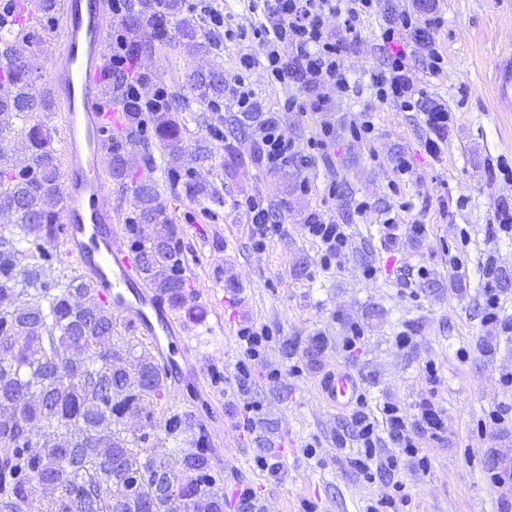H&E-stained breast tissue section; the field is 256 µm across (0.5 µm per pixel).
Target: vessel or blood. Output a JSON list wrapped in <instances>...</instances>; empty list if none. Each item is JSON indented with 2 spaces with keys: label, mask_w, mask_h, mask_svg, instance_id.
<instances>
[{
  "label": "vessel or blood",
  "mask_w": 512,
  "mask_h": 512,
  "mask_svg": "<svg viewBox=\"0 0 512 512\" xmlns=\"http://www.w3.org/2000/svg\"><path fill=\"white\" fill-rule=\"evenodd\" d=\"M64 19L61 48L50 64L49 81L60 99L62 126V236L71 245L85 280L113 314L132 322L149 340L162 363H171L164 341L180 342L187 374L201 377L185 327L157 294L141 288L133 255L111 229L112 206L104 191L113 129L125 124L124 112L102 93L109 50L105 41L109 0H60ZM497 104L512 108V52L498 54L492 70ZM324 401L346 408L358 402L360 381L345 369L323 373Z\"/></svg>",
  "instance_id": "obj_1"
}]
</instances>
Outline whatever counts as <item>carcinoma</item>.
Segmentation results:
<instances>
[{
  "label": "carcinoma",
  "instance_id": "1",
  "mask_svg": "<svg viewBox=\"0 0 512 512\" xmlns=\"http://www.w3.org/2000/svg\"><path fill=\"white\" fill-rule=\"evenodd\" d=\"M12 21L0 22V512H224L216 488V462L192 414L175 413L163 424L165 437L151 440L155 403L170 392L167 374L150 347L100 303L82 276L65 282L44 278V265L61 242L60 163L51 136L33 121L53 101L33 91L25 61L35 29L55 18L56 0H11ZM128 48L141 53L153 42L166 45L168 26L182 45L200 50L217 45L203 21L183 11V0H129L120 19ZM191 95H178L177 109L213 106L224 98V72L212 68L187 77ZM106 92L129 105L123 137L134 139L142 113L126 99L123 79ZM156 137L175 172L183 151L182 128L165 108L153 113ZM131 175L126 148L112 151L109 176L125 187ZM136 217L128 223L139 270L169 305H188L178 257V228L166 216L157 183L134 182ZM47 431L57 450L38 449L30 427ZM193 436L189 452H168L164 443ZM167 477L169 494L157 495L148 473ZM139 478L133 494L125 488Z\"/></svg>",
  "mask_w": 512,
  "mask_h": 512
}]
</instances>
